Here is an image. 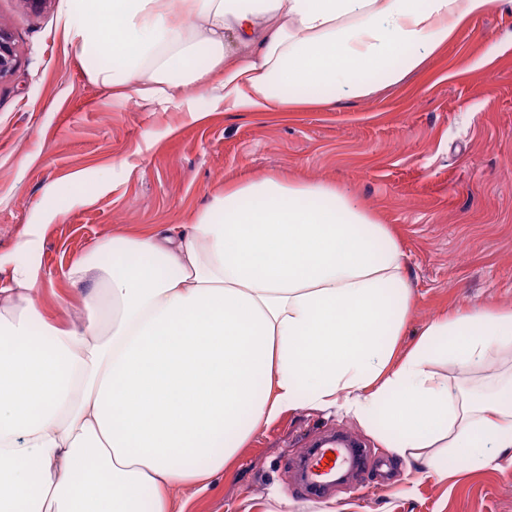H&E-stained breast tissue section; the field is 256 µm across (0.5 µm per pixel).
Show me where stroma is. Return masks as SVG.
I'll return each instance as SVG.
<instances>
[{
	"label": "stroma",
	"instance_id": "1",
	"mask_svg": "<svg viewBox=\"0 0 512 512\" xmlns=\"http://www.w3.org/2000/svg\"><path fill=\"white\" fill-rule=\"evenodd\" d=\"M61 0L30 12L0 0L19 64L0 82V281L35 257L46 320L80 319L70 265L101 240L150 228L178 234L193 212L243 176L326 182L387 224L404 252L412 308L395 350L404 356L432 321L473 306L512 309V5L475 17L399 84L301 112H227L208 95L160 109L135 91L91 83L59 23ZM80 175L99 184L57 207L49 186ZM46 231L19 251L32 225ZM433 368L466 393L512 381V351L463 373ZM329 431L356 436L378 461L312 499L292 467ZM186 512H512V465L450 463L445 479L407 474L345 409H302L260 425L205 492L177 489Z\"/></svg>",
	"mask_w": 512,
	"mask_h": 512
}]
</instances>
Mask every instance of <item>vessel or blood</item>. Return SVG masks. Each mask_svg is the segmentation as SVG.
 <instances>
[{
    "instance_id": "obj_1",
    "label": "vessel or blood",
    "mask_w": 512,
    "mask_h": 512,
    "mask_svg": "<svg viewBox=\"0 0 512 512\" xmlns=\"http://www.w3.org/2000/svg\"><path fill=\"white\" fill-rule=\"evenodd\" d=\"M369 464L370 456L366 449L354 447L343 438L319 442L302 460L306 490L309 495H319L336 473L365 468Z\"/></svg>"
}]
</instances>
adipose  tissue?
<instances>
[{
    "label": "adipose tissue",
    "mask_w": 512,
    "mask_h": 512,
    "mask_svg": "<svg viewBox=\"0 0 512 512\" xmlns=\"http://www.w3.org/2000/svg\"><path fill=\"white\" fill-rule=\"evenodd\" d=\"M505 0H63L89 79L160 109L198 89L228 112L366 97L421 68ZM0 282V512H170L206 490L258 425L346 407L392 453L512 459V387L475 402L433 373L512 349V312L429 324L402 360V250L349 194L249 178L184 232L104 240L68 270L83 318L52 324L32 240Z\"/></svg>",
    "instance_id": "obj_1"
}]
</instances>
